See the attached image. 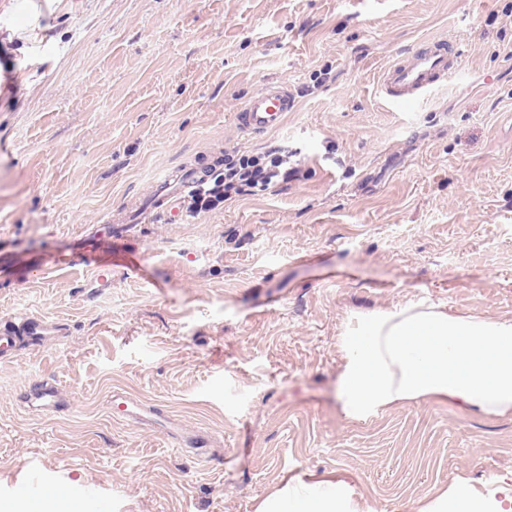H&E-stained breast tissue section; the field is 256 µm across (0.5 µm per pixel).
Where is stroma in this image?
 I'll return each mask as SVG.
<instances>
[{"label": "stroma", "instance_id": "1", "mask_svg": "<svg viewBox=\"0 0 512 512\" xmlns=\"http://www.w3.org/2000/svg\"><path fill=\"white\" fill-rule=\"evenodd\" d=\"M38 2L34 22L0 0V326L59 333L0 359V512H28L31 481L82 492L42 512H256L297 475L343 482L358 512L512 495L511 415L430 401L355 423L336 404L356 312L512 318V0ZM427 37L465 72L395 111L381 72ZM268 81L298 107L244 140L234 115ZM283 144L297 179L154 216L159 173ZM44 380L68 394L50 416L24 401ZM118 395L156 425L114 420Z\"/></svg>", "mask_w": 512, "mask_h": 512}]
</instances>
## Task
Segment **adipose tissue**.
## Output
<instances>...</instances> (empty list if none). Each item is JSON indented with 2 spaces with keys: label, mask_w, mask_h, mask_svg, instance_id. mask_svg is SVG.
<instances>
[{
  "label": "adipose tissue",
  "mask_w": 512,
  "mask_h": 512,
  "mask_svg": "<svg viewBox=\"0 0 512 512\" xmlns=\"http://www.w3.org/2000/svg\"><path fill=\"white\" fill-rule=\"evenodd\" d=\"M337 347L336 401L362 422L404 404L445 401L485 417L512 415V319L400 303L352 315ZM256 512H351L335 481L296 479Z\"/></svg>",
  "instance_id": "adipose-tissue-1"
}]
</instances>
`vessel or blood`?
Returning <instances> with one entry per match:
<instances>
[{"instance_id":"obj_1","label":"vessel or blood","mask_w":512,"mask_h":512,"mask_svg":"<svg viewBox=\"0 0 512 512\" xmlns=\"http://www.w3.org/2000/svg\"><path fill=\"white\" fill-rule=\"evenodd\" d=\"M464 71V54L451 39H427L411 51L400 55L383 72L379 83L382 99L390 107L403 109L421 103L436 90L456 80ZM296 107L287 88L269 82L252 94L236 114L241 135L254 136L282 126L288 112ZM204 178L196 168H182L162 173L157 180L156 208L162 209L166 219L179 220L174 195L186 193ZM29 402L36 411L50 415L62 402L61 390L53 385L37 388Z\"/></svg>"}]
</instances>
